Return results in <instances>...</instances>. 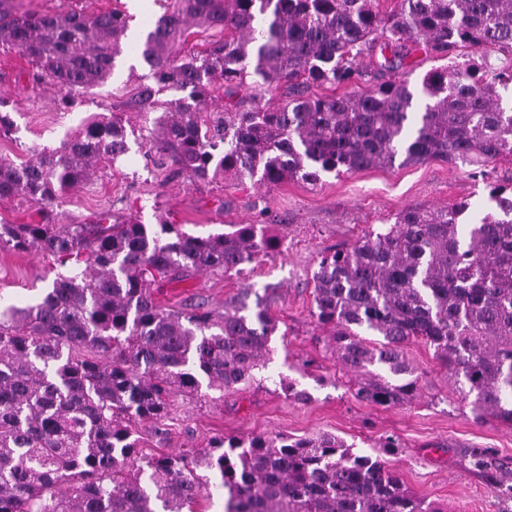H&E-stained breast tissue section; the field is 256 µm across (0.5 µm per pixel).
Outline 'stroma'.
<instances>
[{"instance_id": "35a3bbf8", "label": "stroma", "mask_w": 512, "mask_h": 512, "mask_svg": "<svg viewBox=\"0 0 512 512\" xmlns=\"http://www.w3.org/2000/svg\"><path fill=\"white\" fill-rule=\"evenodd\" d=\"M170 0H9L18 12L87 13L117 9L129 14L131 38L151 31ZM33 68L20 52L0 48V112L13 130L0 137V156L22 163L37 149H54L82 121L104 113L121 119L126 130L151 126L152 114L138 111L132 96L151 77L140 58H118L111 79L90 92L63 95L47 81H33ZM512 184V159L485 167L428 159L395 162L339 176L322 175L312 184L294 179L266 187L251 178L198 181L158 167L137 141L115 168L90 184L62 193L45 205L17 197L0 201V224L49 221L86 224L102 211L134 216L145 224L166 219L183 230L206 236L230 224H263L279 247L239 275L194 274L163 288L162 306L181 310L200 305L223 313L240 291L261 300L278 322L271 355L255 382L240 391H207L177 396L165 424L134 426L142 454L206 447L216 436L283 434L294 438L328 433L368 452L379 437H396L400 446L386 461L414 494L442 503L448 512H512V500L493 493L468 458L472 448L487 449L512 481V428L489 418L475 419L432 348L421 342L406 348L417 367L420 395L413 404L384 408L356 400L349 375L324 346L323 331L312 317V274L323 254L351 247L365 233L385 227L408 206L433 208L466 199L486 202L490 182ZM59 268L37 251L0 249V310L41 300ZM309 392L290 399L280 379Z\"/></svg>"}]
</instances>
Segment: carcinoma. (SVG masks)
I'll use <instances>...</instances> for the list:
<instances>
[{
	"mask_svg": "<svg viewBox=\"0 0 512 512\" xmlns=\"http://www.w3.org/2000/svg\"><path fill=\"white\" fill-rule=\"evenodd\" d=\"M4 2L0 45L61 90L100 86L123 51L138 54L153 84L135 104L162 109L144 145L193 179L274 186L399 156L512 157V69L457 61L462 48L512 54V0H399L389 13L374 0H174L139 45L115 9L17 13ZM193 26L224 37L185 54ZM377 47L379 75L417 50L451 63L418 88L378 79L353 90ZM218 83L222 113L205 117L201 103ZM326 85L347 92L310 93ZM170 88L190 90L189 100H159ZM280 89L281 103L263 100ZM128 152L125 126L96 115L25 163L0 158V200L49 202ZM276 247L258 224L206 237L107 212L89 224H0V249H36L68 269L39 303L0 312V512H196L213 478L227 489L224 512H447L387 465L391 436L374 456L330 434L218 437L202 450L138 454L131 423L166 420L177 393L250 384L278 328L259 303L179 313L153 289L191 273L239 274ZM313 281L312 316L331 357L355 375V398L416 400L405 347L421 341L476 419L512 427V184L490 185L483 210L466 200L406 207L384 230L323 256Z\"/></svg>",
	"mask_w": 512,
	"mask_h": 512,
	"instance_id": "carcinoma-1",
	"label": "carcinoma"
}]
</instances>
